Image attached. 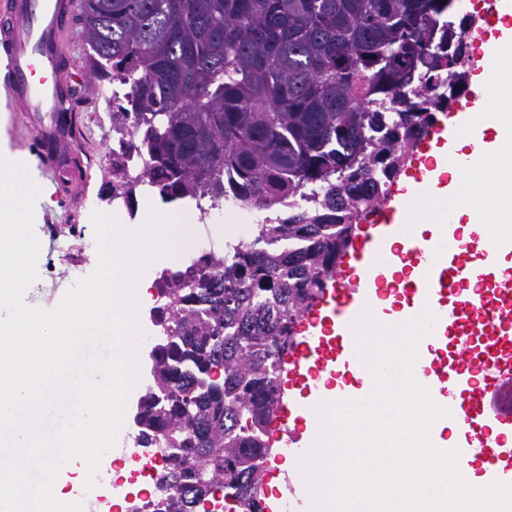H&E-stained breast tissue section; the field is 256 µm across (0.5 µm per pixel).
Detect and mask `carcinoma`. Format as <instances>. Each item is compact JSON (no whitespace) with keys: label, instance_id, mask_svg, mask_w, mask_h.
<instances>
[{"label":"carcinoma","instance_id":"cac0c4a2","mask_svg":"<svg viewBox=\"0 0 512 512\" xmlns=\"http://www.w3.org/2000/svg\"><path fill=\"white\" fill-rule=\"evenodd\" d=\"M453 0H80L92 86H130L120 150L166 203L209 194L286 204L288 222L158 277L161 336L134 421L165 449L159 494L132 512H264L266 449L295 329L340 248L444 111L462 67ZM59 121L80 133L73 102Z\"/></svg>","mask_w":512,"mask_h":512}]
</instances>
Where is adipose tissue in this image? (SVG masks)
<instances>
[{
    "mask_svg": "<svg viewBox=\"0 0 512 512\" xmlns=\"http://www.w3.org/2000/svg\"><path fill=\"white\" fill-rule=\"evenodd\" d=\"M480 92L483 99L494 101L500 112H512L511 52L489 58ZM444 170L456 192L452 195L434 192L411 201L405 220L412 234L423 238L448 213L454 221H465V236L483 239L503 232V225L495 223L494 218L498 210L512 206V192L506 190L507 185H512V142L495 143L479 168L465 170L448 164Z\"/></svg>",
    "mask_w": 512,
    "mask_h": 512,
    "instance_id": "adipose-tissue-1",
    "label": "adipose tissue"
}]
</instances>
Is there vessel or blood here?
Segmentation results:
<instances>
[{
  "mask_svg": "<svg viewBox=\"0 0 512 512\" xmlns=\"http://www.w3.org/2000/svg\"><path fill=\"white\" fill-rule=\"evenodd\" d=\"M76 13V0H0L1 86L20 108L38 164L48 174L63 169L61 148L71 140L57 111L75 74L58 63L66 57L65 28ZM473 127V113L453 112L426 137L453 141ZM407 198H389L378 208L348 256L357 277L325 289L306 315L304 334L285 360L286 392L278 416L285 425H298L319 406L324 377L364 372L354 325L368 310L386 321L377 301L399 292L406 303L396 307L398 319H412L426 308L437 317L415 366L435 402L452 390L460 397L450 404L448 419L464 433L456 444L460 466L482 457L487 481L512 484V277L498 270L500 258L512 255V236L472 244L448 217L435 236L417 243L401 220ZM410 260L414 275L405 288H396L389 272Z\"/></svg>",
  "mask_w": 512,
  "mask_h": 512,
  "instance_id": "1",
  "label": "vessel or blood"
}]
</instances>
